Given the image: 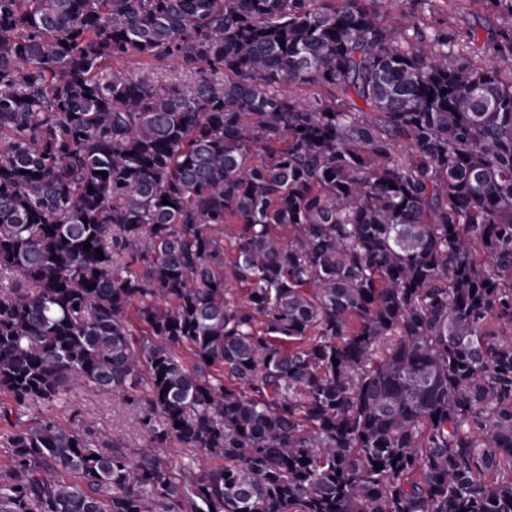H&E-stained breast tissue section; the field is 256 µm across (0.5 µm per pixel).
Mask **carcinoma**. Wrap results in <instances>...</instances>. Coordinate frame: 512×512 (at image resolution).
<instances>
[{"label":"carcinoma","instance_id":"cac0c4a2","mask_svg":"<svg viewBox=\"0 0 512 512\" xmlns=\"http://www.w3.org/2000/svg\"><path fill=\"white\" fill-rule=\"evenodd\" d=\"M473 2L481 42L439 0H0V394L122 392L152 444L14 425L0 512H512V0Z\"/></svg>","mask_w":512,"mask_h":512}]
</instances>
